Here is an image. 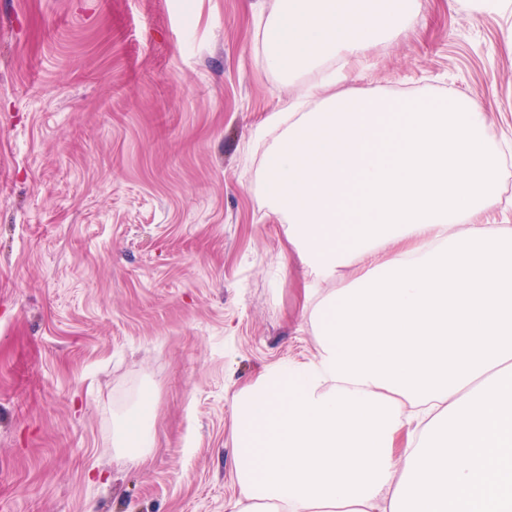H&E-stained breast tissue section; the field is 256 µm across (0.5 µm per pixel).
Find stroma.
<instances>
[{"mask_svg":"<svg viewBox=\"0 0 512 512\" xmlns=\"http://www.w3.org/2000/svg\"><path fill=\"white\" fill-rule=\"evenodd\" d=\"M278 0H0V512H229L233 394L316 352L263 203ZM345 88L466 97L512 135V0H418ZM154 446L118 455L143 386Z\"/></svg>","mask_w":512,"mask_h":512,"instance_id":"35a3bbf8","label":"stroma"}]
</instances>
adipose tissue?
<instances>
[{
  "label": "adipose tissue",
  "mask_w": 512,
  "mask_h": 512,
  "mask_svg": "<svg viewBox=\"0 0 512 512\" xmlns=\"http://www.w3.org/2000/svg\"><path fill=\"white\" fill-rule=\"evenodd\" d=\"M281 2L265 62L306 85L266 119L286 131L263 198L307 277L357 274L312 309L313 359L234 395L232 512H512V226L474 221L501 203L488 117L463 97L344 88L417 0ZM154 408L142 389L114 447H151Z\"/></svg>",
  "instance_id": "1"
}]
</instances>
